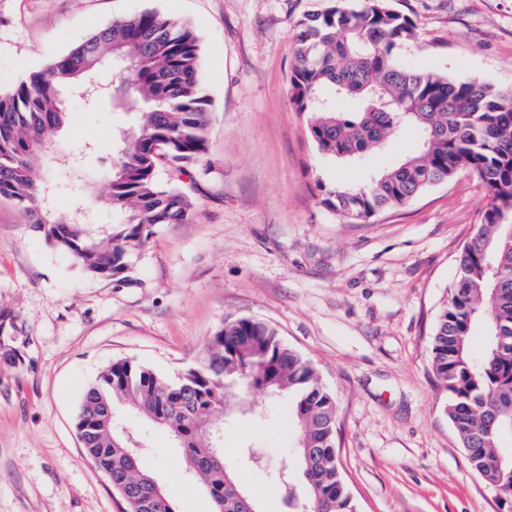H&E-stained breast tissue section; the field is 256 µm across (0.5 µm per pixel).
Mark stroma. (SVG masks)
Returning <instances> with one entry per match:
<instances>
[{"label": "stroma", "instance_id": "obj_1", "mask_svg": "<svg viewBox=\"0 0 512 512\" xmlns=\"http://www.w3.org/2000/svg\"><path fill=\"white\" fill-rule=\"evenodd\" d=\"M330 0H0V91L113 20L150 9L192 26L212 103L208 151L193 176L192 212L155 228L122 279L82 274L0 203V512H124L74 427L87 386L132 358L174 378L194 367L225 320L276 326L336 399V449L357 512H502L474 473L431 368L430 338L456 277L455 258L480 222L468 174L368 224L343 219L324 189L364 185L413 150L415 129L363 163L318 151L306 113L290 106L296 23ZM415 24L398 50L423 72L512 88V0H393ZM127 117L75 98L60 133L79 173L51 171L58 210L108 206L113 144ZM250 411L224 418V462L280 512L268 470L287 458L288 403L253 389ZM141 469L176 512H213L205 488L162 429L120 414ZM267 464H244L242 448Z\"/></svg>", "mask_w": 512, "mask_h": 512}]
</instances>
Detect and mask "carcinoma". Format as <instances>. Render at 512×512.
I'll list each match as a JSON object with an SVG mask.
<instances>
[{
    "mask_svg": "<svg viewBox=\"0 0 512 512\" xmlns=\"http://www.w3.org/2000/svg\"><path fill=\"white\" fill-rule=\"evenodd\" d=\"M299 27L289 102L308 113L319 151L358 162L408 127L420 134L414 153L372 174L365 185L324 190L329 208L367 223L376 212L462 173L485 190L482 224L458 253L456 280L430 349L462 448L501 507L512 510V444L504 442L512 437V89L400 63L396 50L412 37L414 23L391 0H332ZM106 55L132 69L130 81L110 88L112 108L132 121L119 135L107 195L122 219L106 235L92 237L84 211L57 214L46 204L50 190L40 171L53 159L65 97L80 95L96 79ZM202 69L195 32L144 10L113 21L0 92V199L11 201L23 223L84 274L121 277L156 226L182 224L191 214L192 166L206 154L210 125ZM338 98L354 101L352 110H338ZM163 161L166 186L159 181ZM476 321L486 330L477 355L471 336ZM251 386L288 398L304 484H292L287 459L270 478L289 512H356L337 464L333 395L312 364L256 318L225 322L199 364L175 379L132 360L108 365L85 390L76 429L126 512L174 508L168 496H152L153 477L139 467L135 440L107 420L123 406L168 432L187 472L205 483L216 512H262L224 463V433L214 425L199 429Z\"/></svg>",
    "mask_w": 512,
    "mask_h": 512,
    "instance_id": "carcinoma-1",
    "label": "carcinoma"
}]
</instances>
